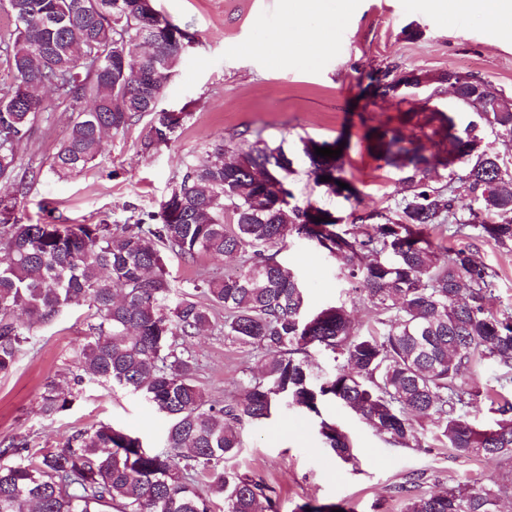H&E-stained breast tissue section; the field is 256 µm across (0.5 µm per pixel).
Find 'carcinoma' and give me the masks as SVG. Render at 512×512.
<instances>
[{"mask_svg":"<svg viewBox=\"0 0 512 512\" xmlns=\"http://www.w3.org/2000/svg\"><path fill=\"white\" fill-rule=\"evenodd\" d=\"M121 2V8L112 5ZM15 28L0 37V56L12 82L0 88V373L15 365L36 324L64 308L89 303L99 322L78 350L76 377L112 383L140 394L167 421L166 451L108 424L81 432L56 448L31 452L25 437L0 448V512H277L256 478L224 471L242 447L241 431L284 408L319 418L323 447L353 458L348 435L322 417L329 402L365 420L399 447L422 445L417 423L433 426V441L464 458H481L501 470L486 482L418 494L401 485L404 512H497L512 496V311L492 307L494 274L465 249L432 240L446 229L465 230L512 248V174L496 155L481 150L484 131L512 141V112H485L459 128L453 117L432 112L430 125L446 124V155L399 130H372L373 149L407 170L410 194L394 208L350 213L362 230L310 204L291 203L293 160L281 146L256 141L228 152L220 140L190 166L156 212L131 211L126 222L21 224L18 197L37 171L17 162L47 111L52 89L72 112L67 136L50 170L76 174L104 150V134L119 133L148 116L142 147L168 144L184 114L158 108L159 99L192 36L139 0H7ZM152 44L156 57L139 66L112 65L126 44ZM337 142L303 141L310 174L335 194L342 158L315 148ZM450 170L449 182L429 174ZM464 182L473 206L457 210L451 182ZM321 221H315V218ZM290 238L314 243L336 261L355 292L380 315L365 333L353 330L344 307L310 315L296 273L273 248ZM187 260L200 254L236 257L239 272L224 278L199 274L169 312L162 302L174 285L164 251ZM206 296L224 307V336L265 357L240 397L227 404L207 399L195 383L188 340L210 323ZM339 353L343 369L314 375L310 349ZM501 367L495 383L465 386L462 370L476 359ZM491 402L492 423L471 416L481 398ZM46 414L70 405L55 384L41 395Z\"/></svg>","mask_w":512,"mask_h":512,"instance_id":"cac0c4a2","label":"carcinoma"}]
</instances>
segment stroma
Returning a JSON list of instances; mask_svg holds the SVG:
<instances>
[{"instance_id":"1","label":"stroma","mask_w":512,"mask_h":512,"mask_svg":"<svg viewBox=\"0 0 512 512\" xmlns=\"http://www.w3.org/2000/svg\"><path fill=\"white\" fill-rule=\"evenodd\" d=\"M163 16L194 37L159 101L161 108L184 113L174 138L146 153L140 147L144 122L108 135L103 154L84 171L54 176L49 165L66 137L69 114L54 92L51 109L40 120L17 156L41 175L20 198L22 223L42 221L44 203L69 224L124 223L131 208L158 210L215 140L248 148L262 139L295 156L288 187L297 204H312L333 216L348 218L361 210L394 205L406 196L402 173L369 149L370 128L389 125L405 136L422 131L407 113L428 109L466 125L473 110L461 108L447 85L435 75L456 71L482 79L512 98V34L500 33L477 14L442 8L439 0H324L319 22L325 41L296 45L276 55L254 51V44L277 38L299 0H153ZM424 76L422 86L382 95L370 75L385 70ZM342 141L344 170L357 192L346 201L317 185L302 160L304 139ZM441 245L466 248L495 275L494 308L512 306V250L477 235L439 236ZM279 258L296 270L310 310L345 307L359 331L375 323L376 312L354 293L336 262L310 242L292 238ZM237 259L199 255L186 260L167 253L166 268L178 287L199 273L223 276ZM93 309L64 308L52 322L35 325L20 348L13 369L0 373V448L24 436L34 447L51 448L72 434L109 424L159 450L165 421L137 394L84 381L73 386L78 369L75 349L84 341ZM188 348L198 364L197 383L210 400L225 402L240 394L258 375L262 355L224 337V310L212 308L211 323ZM72 390L67 410L51 415L40 409L49 383ZM323 415L335 420L353 444L345 462L323 448L313 416L290 410L267 423L245 426L239 453L226 471L254 475L273 490L279 512L315 500L346 503L351 512H401L399 485L421 476L420 493L431 494L474 480L498 476L478 459L455 457L450 448L425 441L420 448H399L350 411L331 404Z\"/></svg>"}]
</instances>
